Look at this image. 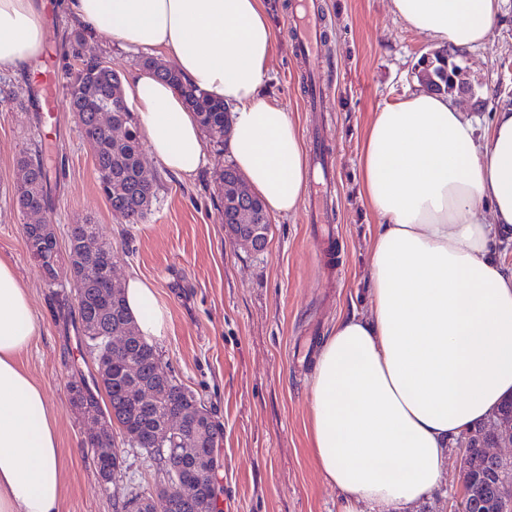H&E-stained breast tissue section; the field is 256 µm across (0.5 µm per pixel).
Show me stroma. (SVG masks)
I'll use <instances>...</instances> for the list:
<instances>
[{"label":"stroma","instance_id":"1","mask_svg":"<svg viewBox=\"0 0 512 512\" xmlns=\"http://www.w3.org/2000/svg\"><path fill=\"white\" fill-rule=\"evenodd\" d=\"M289 2L266 0L275 42L263 91L285 106L305 149L321 139L336 173V222L319 238L306 208L272 218L268 246L257 255L230 242L224 230L216 183L217 170L230 161L223 147L206 142V165L191 180L144 155L157 200L132 222L113 212L101 192L92 151L67 105L50 122L36 120L28 103L38 88L33 72L0 74V257L13 263L40 323L18 362L57 418L66 457L63 512H124L133 495L154 490L159 475L139 449L119 442L120 471L103 482L83 444L88 424L72 406L67 384L78 372L92 379L96 367L79 339L72 288L48 285L28 257L22 227L42 218L54 224L62 244L70 225H97L112 244L117 277L136 273L153 283L167 314L165 336L154 347L204 400L220 434V512H339L336 492L309 451L310 382L338 314L369 306V245L378 219L359 196L366 125L378 107L420 87L419 62L440 45L408 29L389 0H322L331 21L326 50L340 66L331 111L309 112L304 66L287 35ZM44 3L46 49L61 67L75 26L57 0ZM500 9L492 46L452 56L461 69L452 98L482 129L499 108L512 106V0H501ZM82 49L124 80L145 57L103 33L85 34ZM37 149L52 187L51 204L39 216L20 212L15 199L19 161ZM460 494L452 455L440 490L417 512H458Z\"/></svg>","mask_w":512,"mask_h":512}]
</instances>
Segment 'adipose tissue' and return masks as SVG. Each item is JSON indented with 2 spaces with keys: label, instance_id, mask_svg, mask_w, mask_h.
<instances>
[{
  "label": "adipose tissue",
  "instance_id": "adipose-tissue-1",
  "mask_svg": "<svg viewBox=\"0 0 512 512\" xmlns=\"http://www.w3.org/2000/svg\"><path fill=\"white\" fill-rule=\"evenodd\" d=\"M87 32L162 55L183 82L231 107L226 148L273 216L294 215L308 170L286 110L263 96L274 32L263 0H62ZM417 34L462 52L491 42L498 0H390ZM49 39L39 0H0V72ZM123 98L149 153L190 178L204 135L182 93L147 68ZM361 196L378 217L369 308L339 314L311 382L310 451L341 512H415L438 490L456 439L512 396V107L489 134L448 97L416 91L374 112ZM146 340L167 317L154 286L127 276ZM39 331L13 264L0 258V512H61L57 420L17 362Z\"/></svg>",
  "mask_w": 512,
  "mask_h": 512
}]
</instances>
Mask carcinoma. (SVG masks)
<instances>
[{"mask_svg": "<svg viewBox=\"0 0 512 512\" xmlns=\"http://www.w3.org/2000/svg\"><path fill=\"white\" fill-rule=\"evenodd\" d=\"M81 68H69L66 72V101L70 110L87 113L84 134L94 156L98 184L112 207L134 222L143 219L150 211L156 199L154 181L142 178L143 142L133 123L131 112L116 107L113 100L114 83L117 79L110 69L100 67L94 58H83L75 55ZM155 60L147 58L144 65L155 67V74L179 88L190 108L197 113L200 123L211 140L224 143L228 133L229 120L225 105L213 101L205 94L183 84L175 68L154 66ZM450 76L443 78L434 74V79L427 84L437 91L449 92L454 86L453 75L457 74V66H448ZM102 106L112 111V120L128 127L124 141L116 145L111 133L96 126L94 116L88 112V106ZM28 170L27 186L18 190L17 204L21 210L33 206L46 207L50 199L49 169L40 153L24 158ZM241 173L232 165L219 171V193L229 198ZM26 245L36 249L44 258V265L54 273L74 274L78 266L80 242L85 236V225L73 224L68 232V249L66 257H61L57 239L46 238L33 225H23ZM112 269L104 264L94 267L91 272L80 278L79 295L74 299L75 308L84 336L85 346L93 355L97 367L96 377L92 383H72L69 387L70 399L80 407L93 412L107 427L100 433L94 429L87 432L84 443L92 449L110 448L114 443L113 429H118L124 441L133 448H144L151 440L162 423L168 401L163 400L155 407L147 409L140 416H134L123 410L125 397L129 394L128 384L122 372L121 364H111L107 336L112 329L129 319L123 296L112 300L102 293V282ZM131 357L142 365V378L153 379L150 360L158 359L154 346L141 339L132 345ZM187 394V401L200 413L202 420L211 428H216L211 413L198 393L186 385H181ZM106 394V403H100L99 391ZM145 501L143 512H199L198 503L186 500L178 492H171L161 486L155 492L143 496Z\"/></svg>", "mask_w": 512, "mask_h": 512, "instance_id": "obj_1", "label": "carcinoma"}]
</instances>
